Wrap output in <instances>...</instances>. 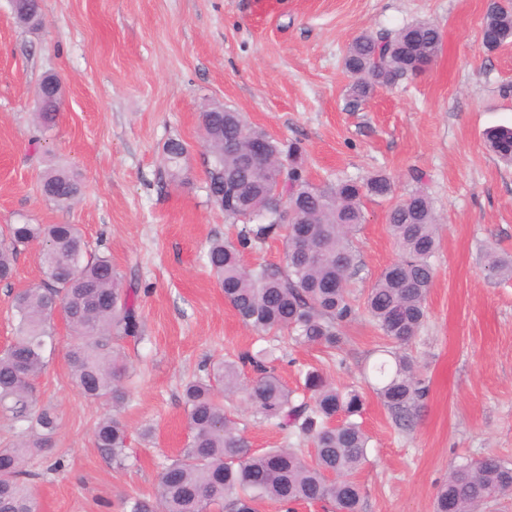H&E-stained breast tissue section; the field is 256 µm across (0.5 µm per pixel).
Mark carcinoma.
Wrapping results in <instances>:
<instances>
[{
    "label": "carcinoma",
    "mask_w": 512,
    "mask_h": 512,
    "mask_svg": "<svg viewBox=\"0 0 512 512\" xmlns=\"http://www.w3.org/2000/svg\"><path fill=\"white\" fill-rule=\"evenodd\" d=\"M481 30L482 47L493 52L512 41V0L488 3ZM442 50L440 29L429 22L407 24L394 32L363 33L348 45L343 58L352 78L347 107L358 109L379 89L405 76L423 72ZM38 88L43 107L37 113L41 130L51 129L62 104L51 77ZM207 151L206 180L211 202L227 220L240 224L236 241L213 240L205 263L224 290V299L241 322L259 333L289 332L295 340L341 350L342 324L358 311L349 290L357 274L353 234L363 222L365 198L390 200L393 181L384 172L357 179H338L323 187L308 175L302 149L288 145V216L267 211L268 218H252L276 190L282 155L278 142L264 129L250 124L232 109L217 105L201 113ZM262 137L270 160L250 162L245 139ZM240 149L224 152V142ZM485 145L500 161L512 164V128L485 133ZM165 169L179 178L186 153L184 143L169 139L163 147ZM238 188L233 206L224 207V182ZM42 195L69 206L82 193L74 174L49 164L40 178ZM437 216L430 198L420 191L393 204L388 229L400 251L394 268L377 278L363 307L383 337L404 347L417 336L426 317L425 301L434 279L430 263L437 249ZM282 239L284 265L247 267L242 253L269 239ZM309 240L317 255L297 248ZM41 245L44 279L15 294L12 343L0 351V415L22 427L20 437L0 446V512H39L25 468L28 458L51 442L57 416L39 405L35 381L45 366V352L54 340L51 321L63 315L79 342L70 346L67 362L76 388L87 398H106L117 408L126 399L123 381L128 364L117 341L138 337L142 324L137 311L135 283L126 279L107 255L87 256V246L75 224H8L0 232V282H9L20 249ZM80 270L78 278L70 268ZM277 348L244 351L219 362L205 381L188 382L183 390L188 446L163 466L152 499L122 501L128 512H259L269 502L282 512L300 504L329 502L339 512H361V490L353 473L366 460L369 437L355 420L364 406L356 385L329 382L306 371L298 399L277 373ZM375 366L376 393L398 421L411 422L412 409L426 395L414 360L399 350H386ZM250 367V380L241 369ZM243 395L245 402L267 422L275 423L311 448L250 450L237 423L228 416L223 399ZM95 444L118 466L128 458L125 424L115 415L97 421ZM512 495V467L495 456L454 467L440 486L435 512H484L498 497Z\"/></svg>",
    "instance_id": "obj_1"
}]
</instances>
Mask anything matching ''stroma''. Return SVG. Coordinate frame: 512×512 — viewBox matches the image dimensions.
Returning <instances> with one entry per match:
<instances>
[{
	"label": "stroma",
	"instance_id": "35a3bbf8",
	"mask_svg": "<svg viewBox=\"0 0 512 512\" xmlns=\"http://www.w3.org/2000/svg\"><path fill=\"white\" fill-rule=\"evenodd\" d=\"M487 0H42L44 23H18L0 0V228L75 224L90 250L109 255L137 283L140 336L120 341L130 365L120 410L129 457L116 467L96 447L95 422L111 402L86 399L68 377L74 337L55 317L56 340L36 381L59 427L27 464L39 512H122L151 494L163 465L189 441L183 387L218 361L280 345L289 388L316 369L360 386L358 418L370 437L353 478L361 512H433L449 469L488 455L512 466V274H491L483 256L512 259V167L484 147V132L512 126V43L485 52L478 33ZM425 20L442 51L425 74L347 111L342 56L364 31ZM57 73L64 97L55 127L36 123L33 91ZM220 102L281 145L300 143L315 184L383 171L394 200L423 188L437 213L427 319L408 353L428 392L411 425L398 424L371 386L384 341L365 313L343 327L337 355L283 334L246 328L205 265L215 238L235 229L206 189L201 111ZM184 141L182 179L164 172L162 148ZM82 182L77 203L45 199L47 163ZM388 202L364 200L354 238L366 293L400 257ZM37 247L22 251L11 284L0 283V350L12 340L15 294L39 283ZM226 409L254 450L285 448V432L243 399ZM59 471H51L54 461Z\"/></svg>",
	"mask_w": 512,
	"mask_h": 512
}]
</instances>
